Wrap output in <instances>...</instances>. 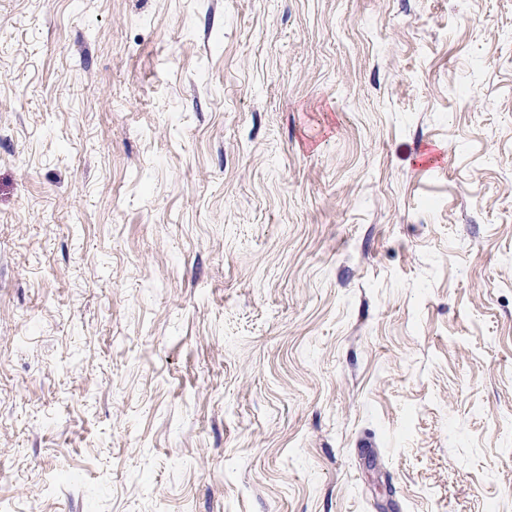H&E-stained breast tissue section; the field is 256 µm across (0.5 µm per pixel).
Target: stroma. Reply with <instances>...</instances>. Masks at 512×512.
I'll return each mask as SVG.
<instances>
[{"label": "stroma", "mask_w": 512, "mask_h": 512, "mask_svg": "<svg viewBox=\"0 0 512 512\" xmlns=\"http://www.w3.org/2000/svg\"><path fill=\"white\" fill-rule=\"evenodd\" d=\"M0 512H512V0H0Z\"/></svg>", "instance_id": "obj_1"}]
</instances>
